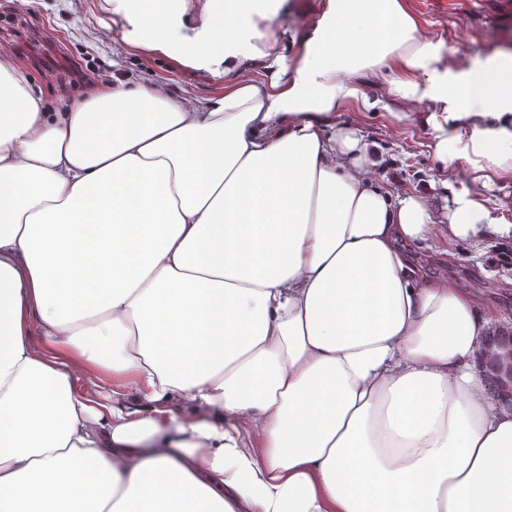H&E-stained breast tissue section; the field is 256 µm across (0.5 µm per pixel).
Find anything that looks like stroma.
Masks as SVG:
<instances>
[{"label":"stroma","instance_id":"obj_1","mask_svg":"<svg viewBox=\"0 0 512 512\" xmlns=\"http://www.w3.org/2000/svg\"><path fill=\"white\" fill-rule=\"evenodd\" d=\"M324 2L271 0L267 34H303ZM409 5L449 62H482L498 52H512V6L503 7L500 0H458L434 10L422 0H409ZM110 23L104 0H0V51L25 68L50 112L88 96L93 82L115 78L160 86L176 99L223 94V81H207L167 58L126 49L120 34L108 32ZM336 120L361 128L377 161L374 180L382 189L418 197L436 215L445 214L450 199L465 194L484 205L490 223L512 224L511 168L484 185L462 174L448 180L417 115L400 119L381 108L365 112L353 105ZM420 251L428 258L426 277L465 288L491 309L499 330L512 337V238L490 232L452 247L431 239Z\"/></svg>","mask_w":512,"mask_h":512}]
</instances>
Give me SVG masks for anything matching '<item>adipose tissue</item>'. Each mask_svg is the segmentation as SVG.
Segmentation results:
<instances>
[{
  "mask_svg": "<svg viewBox=\"0 0 512 512\" xmlns=\"http://www.w3.org/2000/svg\"><path fill=\"white\" fill-rule=\"evenodd\" d=\"M265 2L105 0L126 47L234 76L216 97L49 112L0 53V512H512V344L401 248L488 213L437 226L336 121L384 78L448 175L469 119L488 180L512 54L453 69L408 0H328L283 48Z\"/></svg>",
  "mask_w": 512,
  "mask_h": 512,
  "instance_id": "1",
  "label": "adipose tissue"
}]
</instances>
